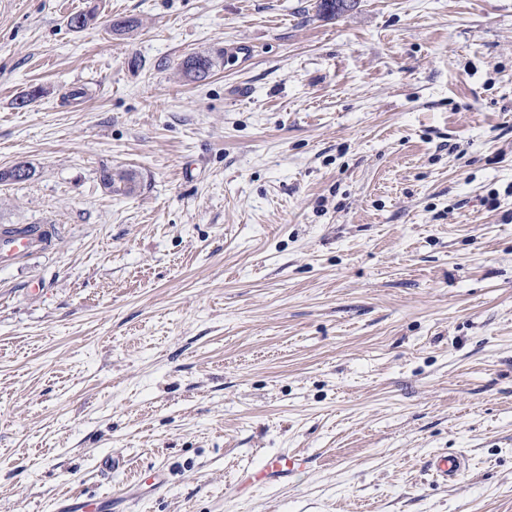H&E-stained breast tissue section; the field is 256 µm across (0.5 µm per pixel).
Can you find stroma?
<instances>
[{
	"label": "stroma",
	"instance_id": "stroma-1",
	"mask_svg": "<svg viewBox=\"0 0 512 512\" xmlns=\"http://www.w3.org/2000/svg\"><path fill=\"white\" fill-rule=\"evenodd\" d=\"M315 5L0 0V512H512V0ZM215 63L210 55L197 53L186 58L181 64L183 76L192 82L206 80ZM34 227H38L37 230L34 233H20V232H26L29 228H32V226H25L22 227L24 229L20 228H11V229H5L1 230V240L4 236L3 242L9 241V235H13L10 237V244L11 249L8 254L9 261L18 258L20 256H25L32 252L37 246L47 245L49 238H50V230L51 227H48L46 225L41 226V224H33ZM309 463V459L302 458L298 454L281 453L264 460L261 473L272 480L287 479L288 475L300 468H306ZM464 467L462 459L454 454L436 457L430 463V469L433 475L444 483L457 480L463 472ZM113 499H128L127 493L122 496L111 498L108 501H102L97 504L83 499L82 496L77 494H72L70 496H63L59 498L55 503V512H99V509H103L105 505L112 501Z\"/></svg>",
	"mask_w": 512,
	"mask_h": 512
}]
</instances>
